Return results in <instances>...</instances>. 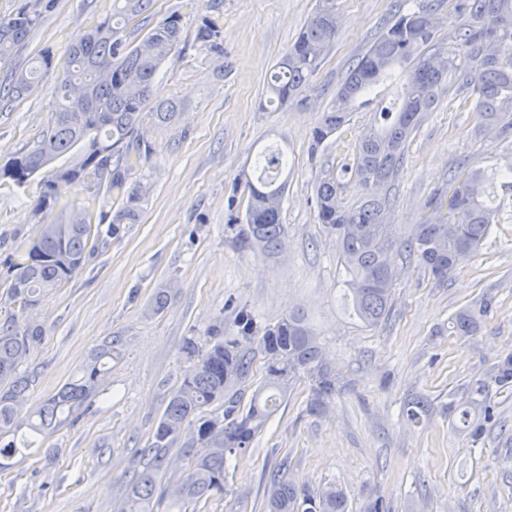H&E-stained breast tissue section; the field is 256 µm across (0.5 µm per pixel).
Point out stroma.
Masks as SVG:
<instances>
[{
    "mask_svg": "<svg viewBox=\"0 0 512 512\" xmlns=\"http://www.w3.org/2000/svg\"><path fill=\"white\" fill-rule=\"evenodd\" d=\"M400 2L335 0L336 39L303 86L302 104L264 108L267 75L319 0H154L145 28L176 13L186 33L182 50L157 75L160 96L175 99L179 114L169 125L143 118L140 132L154 151L127 179L142 190L138 223L97 242L75 279L31 311L44 335L23 364L37 375L30 405L54 394L104 342H112L116 355L91 406L43 438L18 430V439H31L32 446L0 459V512H114L143 468L141 449L191 368L180 352L184 338H206L219 319L232 335L238 306L265 324L291 308L306 310L342 390L317 418L304 411L307 380L297 382L252 447L229 461L224 494L191 504L188 512H266L267 477L283 462L289 478L310 490L342 487L348 512H366L379 497L392 512H512V391L494 395L498 420L480 446H471L444 413L512 353V190L498 188L507 209L480 253L447 284H436L416 264L400 265L391 315L374 329L346 312L336 239L317 221L316 181L352 162L357 137L402 86L377 84L314 155L311 129L341 76ZM113 3L55 0L14 55L0 61V83L37 55L64 59L91 24L111 15ZM209 21L219 30L221 51L196 37ZM57 81V71H49L32 95L0 102V165L43 129ZM463 98L448 85L410 137L391 190L394 223H419L457 158L488 170L512 163V146L480 133ZM273 143L288 155L287 242L268 258L240 248L236 232L247 204L243 183L257 153ZM38 194L34 183L0 188V323L14 311L6 295L8 257L37 232ZM172 280L177 286L167 307L147 315L154 291ZM487 294L496 307L481 331L449 335L453 314ZM419 394L430 398L433 411L415 427L401 420L400 409Z\"/></svg>",
    "mask_w": 512,
    "mask_h": 512,
    "instance_id": "obj_1",
    "label": "stroma"
}]
</instances>
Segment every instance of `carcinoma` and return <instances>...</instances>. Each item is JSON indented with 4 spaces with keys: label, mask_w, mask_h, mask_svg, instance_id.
Masks as SVG:
<instances>
[{
    "label": "carcinoma",
    "mask_w": 512,
    "mask_h": 512,
    "mask_svg": "<svg viewBox=\"0 0 512 512\" xmlns=\"http://www.w3.org/2000/svg\"><path fill=\"white\" fill-rule=\"evenodd\" d=\"M111 16L92 25L84 39L70 47L58 64L60 75L54 108L34 145L0 166V185L25 188L36 179L45 161L67 155L73 161L41 176L35 212L41 215L35 237L14 250L8 299L24 314L54 288L72 281L84 268L91 242L101 235L117 237L125 225L139 219L141 194L126 186V176L152 154V145L139 134L144 110L154 104L161 123L171 122L177 104L156 96V75L167 56L185 42L180 16L172 14L134 42L125 29L148 12L154 0H115ZM443 0H419L416 8L397 12L366 51L350 66L336 87L331 105L311 131V150L333 137L348 121L351 106L369 96L375 85L400 71L403 91L382 112V123L368 128L357 141L353 162L342 177L358 184L361 200L352 206L340 198V181L326 175L316 183L317 219L335 236L346 279L344 299L364 326L374 328L388 318L397 280L396 259L406 256L438 284L463 262L478 254L492 224L504 207L495 203L492 183L512 184V168L490 173L463 157L450 167L445 187L434 193L421 223L405 229L392 223L389 190L404 165L411 135L432 111L439 94L452 79L473 101L481 128L507 138L512 132V0H457L455 20L448 29V47L436 43L437 11ZM35 7H23L0 18V61L8 59L40 22ZM334 0H322L318 10L267 79L269 102L286 105L321 68L336 37ZM53 68L52 57L41 55L14 75L6 94H30ZM86 99L83 109L75 103ZM258 183H245L247 205L238 237L243 249L265 256L280 253L287 231L281 220L288 180L277 181L288 168L280 151L256 159ZM96 182L93 196L114 189L121 205L107 228L103 218L82 204H69L52 215L58 182L85 188L88 174ZM171 282L155 292L150 311L160 313ZM485 297L477 307L466 306L451 318L450 332L473 336L494 309ZM235 331L224 335V321L216 322L205 344L184 338L181 354L193 362L170 395L144 452L143 470L130 483L115 512H187V505L225 490L229 457L249 448L279 410L297 380L310 381L305 412L326 414L340 389V379L323 353L318 334L301 308H292L273 325H260L245 307L235 311ZM41 325L11 318L0 325V458L10 459L28 447L15 440L19 414L29 398L34 376L21 371L30 345L40 341ZM265 357L262 384L249 403L241 405L239 387L253 371L255 349ZM112 345L91 353L77 375L52 396L30 409L26 425L37 435L52 432L60 415L72 412L98 394L110 369ZM501 392L512 388V354L495 367L488 382L470 388V396L448 406L457 431L472 444L484 442L488 425L497 419L490 385ZM220 401L224 413L206 416L204 409ZM431 403L417 397L403 405L401 418L413 425L427 416ZM181 444L188 462L186 475L161 483L159 473L170 464L167 449ZM343 489L329 484L309 492L290 480L286 464L267 481L268 512H347Z\"/></svg>",
    "instance_id": "1"
}]
</instances>
